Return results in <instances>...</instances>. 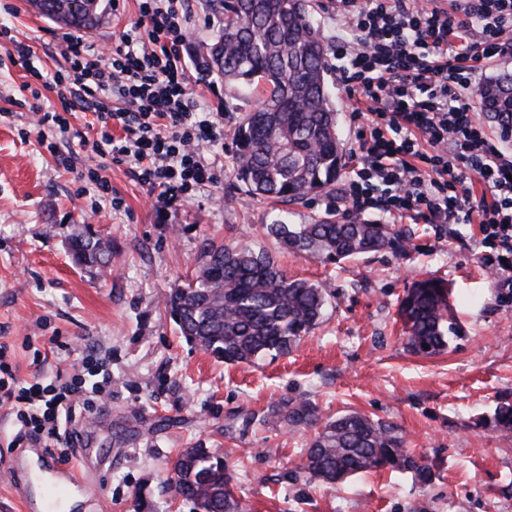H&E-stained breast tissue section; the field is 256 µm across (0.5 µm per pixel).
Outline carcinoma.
I'll list each match as a JSON object with an SVG mask.
<instances>
[{
  "mask_svg": "<svg viewBox=\"0 0 512 512\" xmlns=\"http://www.w3.org/2000/svg\"><path fill=\"white\" fill-rule=\"evenodd\" d=\"M224 15L213 38L199 46L209 68L224 81L264 95L260 108L233 132V172L247 190L272 202L296 204L331 194L345 166L337 112L328 86V46L308 6L295 0H210ZM50 20L76 31L101 20L100 0H53ZM512 73L493 75L480 100L505 131L512 130ZM280 247L317 259L341 261L380 250L403 251L407 239L389 224L339 222L332 215L307 224H268ZM75 258L86 264L112 258L91 231L71 238ZM451 289L439 278L415 283L397 314L405 345L419 356L435 355L459 336L450 304ZM326 306L320 285L289 277L275 256L222 243H206L194 275L167 300L171 318L184 338L228 364L251 363L273 352L285 356L318 324ZM271 416L290 427L320 429L295 473L307 481L337 483L362 472L388 468L414 474L421 484L431 467L408 452L399 428L358 412L333 420L319 418L308 399L283 398ZM497 429L512 434V404L496 409ZM172 488L200 512H240L233 475L224 451L185 448L171 464Z\"/></svg>",
  "mask_w": 512,
  "mask_h": 512,
  "instance_id": "carcinoma-1",
  "label": "carcinoma"
}]
</instances>
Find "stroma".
<instances>
[{"instance_id":"35a3bbf8","label":"stroma","mask_w":512,"mask_h":512,"mask_svg":"<svg viewBox=\"0 0 512 512\" xmlns=\"http://www.w3.org/2000/svg\"><path fill=\"white\" fill-rule=\"evenodd\" d=\"M185 54L196 57L221 15L191 0ZM98 26L85 39L110 46L138 18L135 0H102ZM0 336L14 344L17 377L53 376L59 364L94 351L112 374V395L78 429L97 451L85 462L91 486L69 512H195L166 483L178 450L228 452L243 512H512V435L499 432L495 408L512 403V300H500L479 261L478 224H409L407 252L382 251L337 263L283 250L266 225L307 223L335 197L316 196L286 209L245 191L232 172L231 136L251 110L217 75L191 72L200 102L224 101L225 152L215 179L188 206L159 222L128 163H98L83 139L92 112L76 110L57 134L74 159L63 168L30 132L32 114L17 103L30 76L12 65L15 42L34 50L51 76L65 64L64 28L30 0H0ZM329 87L345 152L357 146L352 101L330 59ZM124 200L115 211L88 177L93 167ZM94 231L111 241L105 271L77 265L71 235ZM263 248L289 276L326 288L329 303L313 330L288 355L227 364L181 336L166 301L187 283L204 240ZM447 281L462 328L448 350L431 357L406 351L396 310L420 280ZM46 357L34 367L35 354ZM305 397L321 418L357 411L393 423L433 478L386 470L343 484L295 476L314 431L271 419L283 397Z\"/></svg>"}]
</instances>
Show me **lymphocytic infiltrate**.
Returning <instances> with one entry per match:
<instances>
[{"label":"lymphocytic infiltrate","instance_id":"lymphocytic-infiltrate-1","mask_svg":"<svg viewBox=\"0 0 512 512\" xmlns=\"http://www.w3.org/2000/svg\"><path fill=\"white\" fill-rule=\"evenodd\" d=\"M140 21L105 51L65 33L64 70L24 83L35 126L67 132L85 106L95 116L91 153L136 163L135 180L159 217L185 206L213 181L199 145L223 144V103L200 106L182 47L190 0H137ZM342 35L339 79L361 119L352 152L353 177L338 200L344 218L370 210L394 223H478L483 268L512 299V156L473 113L481 75L491 59L512 55V0H456L454 9L422 0H336ZM56 90L60 110L39 107ZM14 347L0 341V406L14 422L12 448L52 443L60 458L74 454L76 419L105 399L101 382L72 366L53 383L16 378Z\"/></svg>","mask_w":512,"mask_h":512}]
</instances>
